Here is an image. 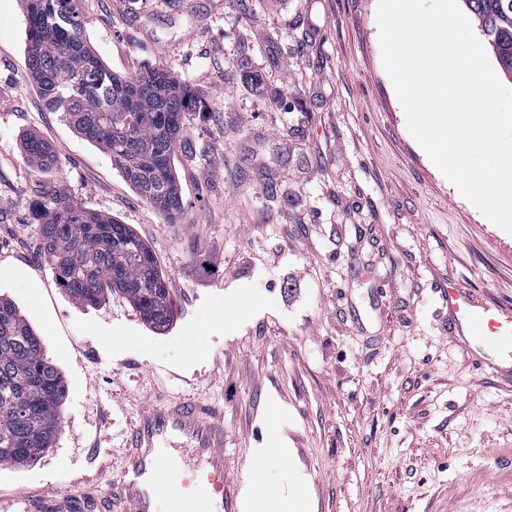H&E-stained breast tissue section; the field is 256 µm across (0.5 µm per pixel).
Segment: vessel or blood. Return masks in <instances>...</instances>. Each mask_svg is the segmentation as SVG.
I'll return each mask as SVG.
<instances>
[{
  "mask_svg": "<svg viewBox=\"0 0 512 512\" xmlns=\"http://www.w3.org/2000/svg\"><path fill=\"white\" fill-rule=\"evenodd\" d=\"M443 299L455 336L476 349L512 354V306H478L449 284ZM125 464L107 478L102 512H228L224 411L188 399L161 398L136 419Z\"/></svg>",
  "mask_w": 512,
  "mask_h": 512,
  "instance_id": "vessel-or-blood-1",
  "label": "vessel or blood"
}]
</instances>
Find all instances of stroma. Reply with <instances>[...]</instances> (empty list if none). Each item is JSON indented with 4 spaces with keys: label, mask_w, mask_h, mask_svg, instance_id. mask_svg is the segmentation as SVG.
Segmentation results:
<instances>
[{
    "label": "stroma",
    "mask_w": 512,
    "mask_h": 512,
    "mask_svg": "<svg viewBox=\"0 0 512 512\" xmlns=\"http://www.w3.org/2000/svg\"><path fill=\"white\" fill-rule=\"evenodd\" d=\"M378 0H80L117 73L156 64L205 96L167 221L43 104L20 0H0V297L66 385L60 433L0 467V512H98L158 395L224 409L225 490L307 512H512V376L448 332L441 290L512 305V234L410 134L382 61ZM57 163H30L27 135ZM131 225L171 288L166 330L124 295L72 301L29 221L37 191ZM284 438L283 452L254 451Z\"/></svg>",
    "instance_id": "35a3bbf8"
}]
</instances>
